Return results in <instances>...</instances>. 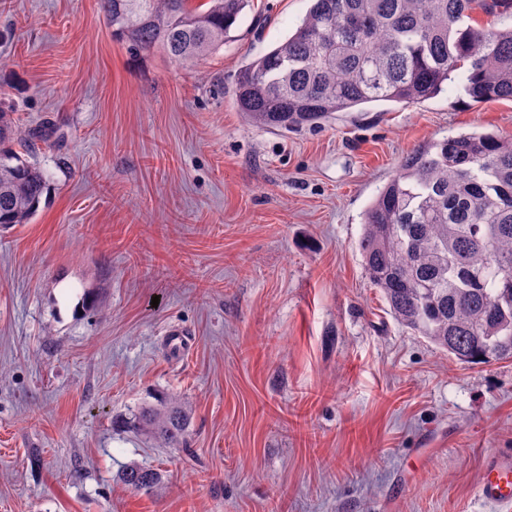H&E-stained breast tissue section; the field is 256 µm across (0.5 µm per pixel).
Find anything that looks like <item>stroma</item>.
Instances as JSON below:
<instances>
[{"instance_id":"stroma-1","label":"stroma","mask_w":512,"mask_h":512,"mask_svg":"<svg viewBox=\"0 0 512 512\" xmlns=\"http://www.w3.org/2000/svg\"><path fill=\"white\" fill-rule=\"evenodd\" d=\"M309 7L253 0L182 68L113 40L98 0H0V106L53 126L13 146L47 195L0 227V512H486L512 360L462 365L399 326L359 242L408 154L512 136V101L451 86L295 132L247 122L237 74ZM164 394L192 410L186 447L125 427ZM133 463L154 492L120 481ZM120 480L133 489L149 490L160 483L161 475L152 468L131 464L122 471Z\"/></svg>"}]
</instances>
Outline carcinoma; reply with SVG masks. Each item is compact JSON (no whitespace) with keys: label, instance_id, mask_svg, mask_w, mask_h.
Masks as SVG:
<instances>
[{"label":"carcinoma","instance_id":"carcinoma-1","mask_svg":"<svg viewBox=\"0 0 512 512\" xmlns=\"http://www.w3.org/2000/svg\"><path fill=\"white\" fill-rule=\"evenodd\" d=\"M288 38L241 70L238 111L277 131L318 124L367 103L413 104L457 81L476 103L512 100V25L473 18L512 0H311ZM249 0H99L112 38L142 57L189 66L224 45ZM34 134L0 109V224H26L47 190L43 171L10 144ZM362 266L393 319L462 364L512 359V139L460 133L418 147L364 213ZM191 408L175 397L126 421L167 448ZM120 480L149 490L154 469Z\"/></svg>","mask_w":512,"mask_h":512}]
</instances>
